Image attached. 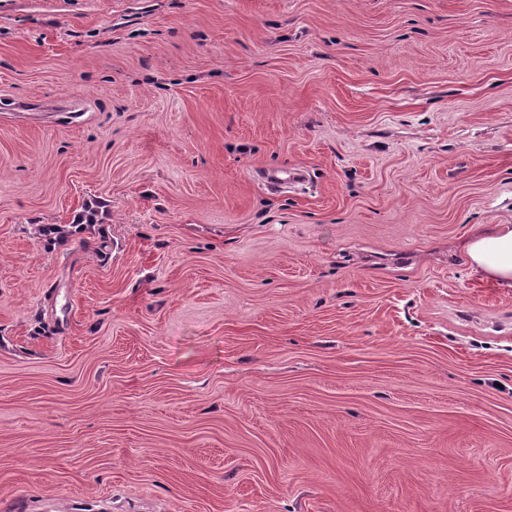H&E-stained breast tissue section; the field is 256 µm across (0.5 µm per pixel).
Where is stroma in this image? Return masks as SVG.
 I'll return each mask as SVG.
<instances>
[{"label": "stroma", "mask_w": 512, "mask_h": 512, "mask_svg": "<svg viewBox=\"0 0 512 512\" xmlns=\"http://www.w3.org/2000/svg\"><path fill=\"white\" fill-rule=\"evenodd\" d=\"M488 224L512 0H0V512H512Z\"/></svg>", "instance_id": "35a3bbf8"}]
</instances>
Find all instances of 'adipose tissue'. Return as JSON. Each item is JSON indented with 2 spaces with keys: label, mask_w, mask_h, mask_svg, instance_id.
<instances>
[{
  "label": "adipose tissue",
  "mask_w": 512,
  "mask_h": 512,
  "mask_svg": "<svg viewBox=\"0 0 512 512\" xmlns=\"http://www.w3.org/2000/svg\"><path fill=\"white\" fill-rule=\"evenodd\" d=\"M471 269L503 288H512V225L496 224L471 235L463 246Z\"/></svg>",
  "instance_id": "ef3b65f1"
}]
</instances>
